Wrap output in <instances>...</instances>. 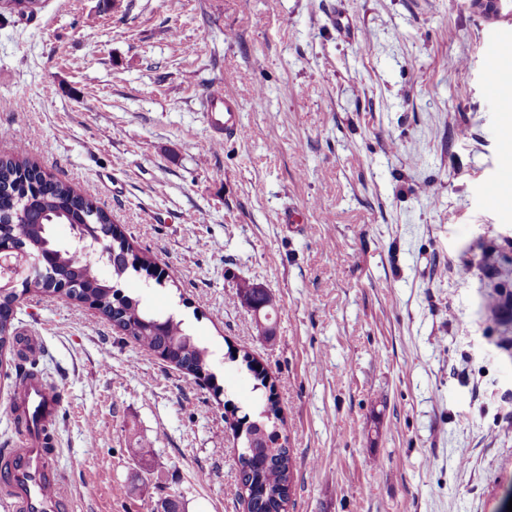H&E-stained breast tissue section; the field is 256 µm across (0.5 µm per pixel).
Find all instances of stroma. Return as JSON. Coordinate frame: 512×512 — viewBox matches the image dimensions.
<instances>
[{"label": "stroma", "instance_id": "stroma-1", "mask_svg": "<svg viewBox=\"0 0 512 512\" xmlns=\"http://www.w3.org/2000/svg\"><path fill=\"white\" fill-rule=\"evenodd\" d=\"M344 12L357 36L333 23ZM512 0H41L0 11V128L165 269L215 382L96 309L26 294L64 393L76 512H245L224 405L247 348L294 460L288 512H503L512 500ZM247 136L214 145L205 95ZM498 182L499 201L484 187ZM275 300L259 336L238 285ZM153 450L142 460L133 448Z\"/></svg>", "mask_w": 512, "mask_h": 512}]
</instances>
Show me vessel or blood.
<instances>
[{
	"mask_svg": "<svg viewBox=\"0 0 512 512\" xmlns=\"http://www.w3.org/2000/svg\"><path fill=\"white\" fill-rule=\"evenodd\" d=\"M206 102L215 143L243 134L232 98L214 91ZM62 400L56 385L26 373L19 376L13 408L38 418L39 423L31 428L16 426L14 439L0 450V505L6 512H72L54 438Z\"/></svg>",
	"mask_w": 512,
	"mask_h": 512,
	"instance_id": "1",
	"label": "vessel or blood"
}]
</instances>
